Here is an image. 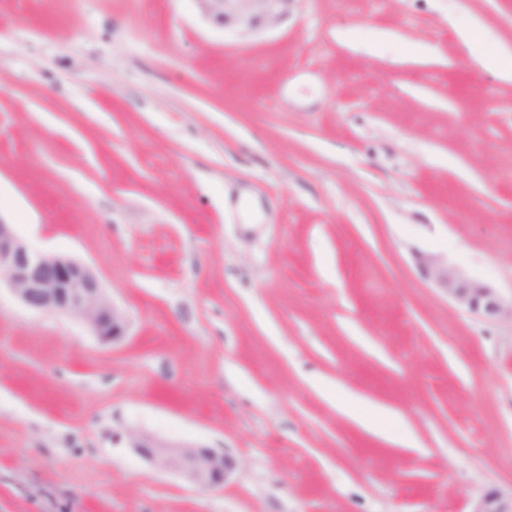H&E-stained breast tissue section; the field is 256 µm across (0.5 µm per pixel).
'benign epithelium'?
I'll list each match as a JSON object with an SVG mask.
<instances>
[{"mask_svg":"<svg viewBox=\"0 0 512 512\" xmlns=\"http://www.w3.org/2000/svg\"><path fill=\"white\" fill-rule=\"evenodd\" d=\"M222 27L252 30L274 26L294 0H195ZM428 277L458 306L489 319L512 318L507 302L489 282L437 260L426 265ZM5 284L28 308L54 310L84 323L103 344L128 336L124 313L108 295L97 274L70 257L43 252L20 238L13 225L0 221V284ZM130 447L160 470L175 472L202 488H218L234 465L226 455L192 444H171L137 430L127 432ZM470 512H512V492L489 490Z\"/></svg>","mask_w":512,"mask_h":512,"instance_id":"7a95c632","label":"benign epithelium"}]
</instances>
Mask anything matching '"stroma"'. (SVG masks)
Returning a JSON list of instances; mask_svg holds the SVG:
<instances>
[{"instance_id": "obj_1", "label": "stroma", "mask_w": 512, "mask_h": 512, "mask_svg": "<svg viewBox=\"0 0 512 512\" xmlns=\"http://www.w3.org/2000/svg\"><path fill=\"white\" fill-rule=\"evenodd\" d=\"M480 29L463 40L462 31ZM512 0H0V220L88 265L101 343L0 288V512H470L512 490ZM382 407V433L356 411ZM140 430L224 453L204 489ZM295 0H196L202 11L224 29L235 26L252 30L259 24L274 26ZM426 269L428 277L458 306L489 319H512V298L510 303L505 301L489 282L437 260H429Z\"/></svg>"}]
</instances>
